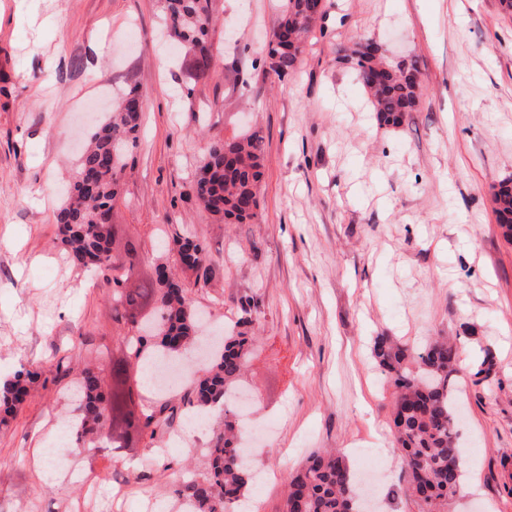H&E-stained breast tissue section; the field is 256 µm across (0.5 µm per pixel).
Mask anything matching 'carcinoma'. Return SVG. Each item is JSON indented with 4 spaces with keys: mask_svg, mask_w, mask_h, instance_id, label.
Here are the masks:
<instances>
[{
    "mask_svg": "<svg viewBox=\"0 0 512 512\" xmlns=\"http://www.w3.org/2000/svg\"><path fill=\"white\" fill-rule=\"evenodd\" d=\"M326 0H286L282 18L269 42L271 72L278 80L294 75L306 41L326 15ZM168 36L183 45L198 76L213 64L212 32L216 19L211 0H163ZM347 60L364 87L379 122L401 123L405 113L418 109L422 98L417 62L393 63L376 53L355 49ZM138 91L124 92L107 120L91 135L77 166L69 176V193L56 216L61 244L71 263L92 270L112 289V319L127 328L123 356L102 365L85 367L72 384L75 391L73 438L103 429L110 409L124 419L112 430V449L128 448L134 438L155 440L160 425L170 420L166 407L135 409L133 393L144 389L141 369L150 361L185 364L192 385L186 405L207 414L224 413V432L214 435L207 450L208 469L201 478L172 474L175 493L193 505L192 512H235L252 485L247 457L239 443V427L228 406L229 395L247 359L250 336L239 331L224 337L219 357L201 371L193 368L187 349L200 336L202 325L175 268L161 263L158 277L136 288H125L114 276L113 230L108 224L121 192L130 149L137 144L142 112L131 103ZM264 137L254 129L244 136L215 138L193 180V192L211 217L220 223L242 224L257 218L263 172ZM496 223L512 240V180L499 184L493 196ZM176 253L180 267L207 274L209 252L190 231L161 243ZM373 356L395 388L393 426L402 455L406 485L402 494L423 506V512H445L460 491L461 466L448 461L462 457L456 427L460 412L450 398L451 380L458 373L456 341L439 337L420 347H409L382 334L375 338ZM112 390L104 391L103 371ZM38 372L20 365L0 383V424L5 425L28 393ZM358 489L345 457L332 448L311 452L287 486L283 512H350Z\"/></svg>",
    "mask_w": 512,
    "mask_h": 512,
    "instance_id": "obj_1",
    "label": "carcinoma"
}]
</instances>
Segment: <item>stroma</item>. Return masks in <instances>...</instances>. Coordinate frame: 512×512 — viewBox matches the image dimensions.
<instances>
[{"mask_svg": "<svg viewBox=\"0 0 512 512\" xmlns=\"http://www.w3.org/2000/svg\"><path fill=\"white\" fill-rule=\"evenodd\" d=\"M283 4L212 0L215 60L197 78L161 34L159 0H0V374L39 373L0 429V512L18 500L27 512H180L171 468L204 473L224 427L213 414L170 447L184 430L174 415L158 433L162 465L141 445L113 460L101 441L60 447L48 483L33 461L72 408L57 363L124 347L106 288L69 263L56 215L85 134L132 87L142 123L112 208L119 241L137 244L149 277L159 238L192 231L212 258L208 277L181 275L194 306L218 332L252 310L239 380L255 400L250 512H282L289 475L317 448L356 473L377 461V512H420L400 493L394 388L372 353L381 333L456 337L466 468L453 512H512V243L492 203L512 178V17L498 0H328L326 33L281 83L266 50ZM367 39L418 62L423 100L399 126L378 124L343 61ZM249 128L265 136L259 218L220 224L191 184L212 139Z\"/></svg>", "mask_w": 512, "mask_h": 512, "instance_id": "stroma-1", "label": "stroma"}]
</instances>
